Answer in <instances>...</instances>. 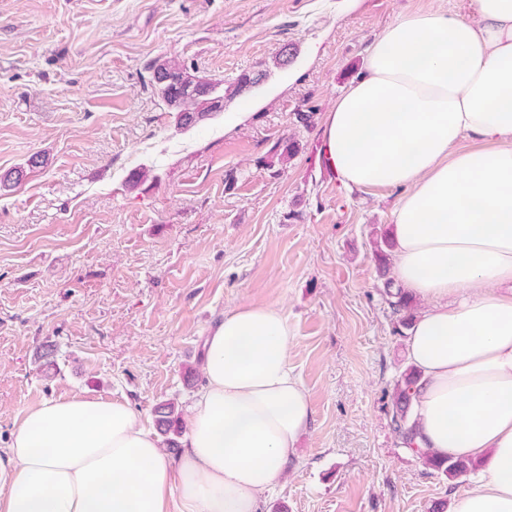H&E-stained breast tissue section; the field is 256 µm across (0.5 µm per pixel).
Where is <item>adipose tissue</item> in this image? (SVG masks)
Masks as SVG:
<instances>
[{"label": "adipose tissue", "mask_w": 512, "mask_h": 512, "mask_svg": "<svg viewBox=\"0 0 512 512\" xmlns=\"http://www.w3.org/2000/svg\"><path fill=\"white\" fill-rule=\"evenodd\" d=\"M467 7L384 27L321 133L347 186L402 192L392 276L421 305L413 447L483 463L448 512H512V0ZM467 138L476 147L460 148ZM290 339L271 305L211 328L175 460L125 403L31 407L0 458V512H260L312 420Z\"/></svg>", "instance_id": "1"}]
</instances>
